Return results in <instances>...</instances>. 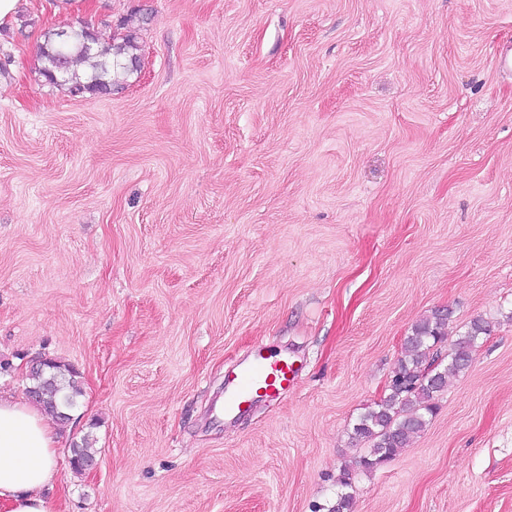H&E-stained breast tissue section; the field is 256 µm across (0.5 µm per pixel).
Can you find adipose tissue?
<instances>
[{
  "label": "adipose tissue",
  "instance_id": "adipose-tissue-1",
  "mask_svg": "<svg viewBox=\"0 0 512 512\" xmlns=\"http://www.w3.org/2000/svg\"><path fill=\"white\" fill-rule=\"evenodd\" d=\"M57 432L38 407L0 393V512H51Z\"/></svg>",
  "mask_w": 512,
  "mask_h": 512
}]
</instances>
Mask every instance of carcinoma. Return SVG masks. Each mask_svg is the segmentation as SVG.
<instances>
[{
  "label": "carcinoma",
  "mask_w": 512,
  "mask_h": 512,
  "mask_svg": "<svg viewBox=\"0 0 512 512\" xmlns=\"http://www.w3.org/2000/svg\"><path fill=\"white\" fill-rule=\"evenodd\" d=\"M43 37L38 47L41 76L52 85L67 87L72 94L91 98L109 94L138 71V45L130 35L103 43L87 26L65 23L47 29ZM449 317V311L436 310L415 324L406 336V354L392 371L386 393L352 427L353 438L369 443L370 448L355 466L342 467L336 480L339 490L332 502L319 506L323 512H353L350 489L356 469H376L408 447L410 439L424 429L427 417L433 414L448 376L468 368L473 353L491 333L487 321L472 320L448 352V367L430 373L428 369L437 360L435 347L446 336ZM26 391L36 393L33 402L62 423L67 421L65 410L72 408L82 395L78 372L55 359L46 370L28 375ZM91 448L88 435L72 442L74 470L85 471V463L95 459Z\"/></svg>",
  "instance_id": "1"
}]
</instances>
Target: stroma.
<instances>
[{"instance_id":"35a3bbf8","label":"stroma","mask_w":512,"mask_h":512,"mask_svg":"<svg viewBox=\"0 0 512 512\" xmlns=\"http://www.w3.org/2000/svg\"><path fill=\"white\" fill-rule=\"evenodd\" d=\"M55 3L0 27V391L83 390L52 512H312L439 308L491 334L354 512H512V0ZM64 19L135 36L123 89L44 82ZM257 344L297 383L225 418ZM91 440L90 435H84L71 444V465L79 473L85 471V463L87 461L95 459L94 453L91 452Z\"/></svg>"}]
</instances>
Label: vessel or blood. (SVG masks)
Returning a JSON list of instances; mask_svg holds the SVG:
<instances>
[{
  "instance_id": "obj_1",
  "label": "vessel or blood",
  "mask_w": 512,
  "mask_h": 512,
  "mask_svg": "<svg viewBox=\"0 0 512 512\" xmlns=\"http://www.w3.org/2000/svg\"><path fill=\"white\" fill-rule=\"evenodd\" d=\"M295 360L282 354H266L255 347L249 360L239 363L224 378V414L231 417L246 412L262 397L287 394L296 380Z\"/></svg>"
}]
</instances>
